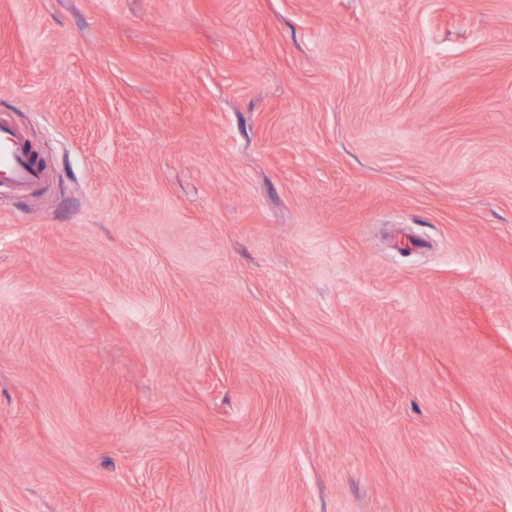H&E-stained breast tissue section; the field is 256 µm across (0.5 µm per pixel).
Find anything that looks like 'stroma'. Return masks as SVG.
<instances>
[{"mask_svg": "<svg viewBox=\"0 0 512 512\" xmlns=\"http://www.w3.org/2000/svg\"><path fill=\"white\" fill-rule=\"evenodd\" d=\"M0 512H512V0H0ZM15 188L26 190L40 184L44 170L33 158V150L17 128L0 125V174Z\"/></svg>", "mask_w": 512, "mask_h": 512, "instance_id": "stroma-1", "label": "stroma"}]
</instances>
